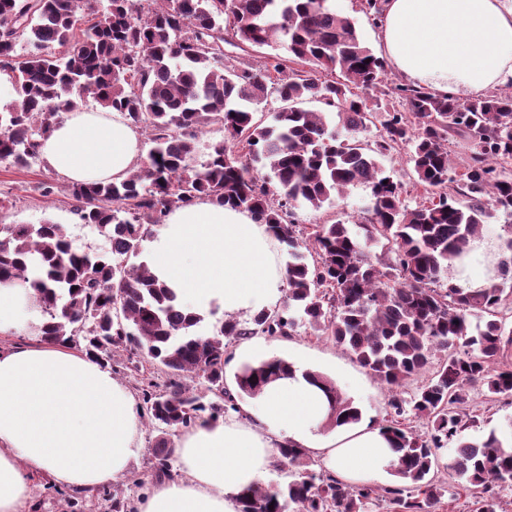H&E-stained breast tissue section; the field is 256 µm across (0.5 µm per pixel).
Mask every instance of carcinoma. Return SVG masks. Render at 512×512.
<instances>
[{
	"label": "carcinoma",
	"mask_w": 512,
	"mask_h": 512,
	"mask_svg": "<svg viewBox=\"0 0 512 512\" xmlns=\"http://www.w3.org/2000/svg\"><path fill=\"white\" fill-rule=\"evenodd\" d=\"M277 39L308 69L224 63L226 43L263 47ZM56 45L66 53L56 56ZM385 73L386 61L327 0H104L96 10L89 0H0V80L14 94L0 109V162L38 159L77 95L121 113L151 144L124 180L72 184L74 214L111 246L79 250L62 224H0V278L31 280L43 339L81 345L102 363L121 351L164 368V383L141 387L142 416L155 433L153 480L173 475V433L217 424L236 409L226 381L229 344L290 336L302 325L343 346L383 383L398 417L405 408L395 391L439 356L411 399L428 430L381 425L399 453L397 483L384 487L346 483L316 469L302 449L281 446L276 466L288 468V481L243 491L240 512H366L375 500L389 512H435L446 487L433 473L447 447L446 469L471 512H503L512 431L493 429L479 442L464 431L476 424L471 390L512 396V325L502 316L512 296L505 288L512 283V91L459 102L401 83V107L378 98L370 106L357 89H377ZM271 96L280 105L269 123L256 122L255 106ZM305 102L335 109L338 124ZM216 123L224 142L198 168L200 136ZM370 124L378 135L368 144L359 134ZM456 138L469 149L460 174L448 151ZM404 143L415 183L429 194L413 209L380 163ZM357 183L371 189L365 220L297 230L295 206L319 210ZM197 199L248 211L290 246L282 310L259 311L246 325L230 317L200 335L203 317L186 312L173 289L135 262L148 226ZM492 209L507 220L493 275L464 288L448 279V267L470 253ZM380 244L385 261L372 255ZM289 368L281 358L246 363L234 382L257 397ZM311 378L326 395L327 426L360 420L332 379Z\"/></svg>",
	"instance_id": "1"
}]
</instances>
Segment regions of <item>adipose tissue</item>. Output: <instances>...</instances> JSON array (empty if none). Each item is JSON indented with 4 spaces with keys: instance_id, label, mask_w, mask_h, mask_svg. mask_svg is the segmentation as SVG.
Masks as SVG:
<instances>
[{
    "instance_id": "obj_1",
    "label": "adipose tissue",
    "mask_w": 512,
    "mask_h": 512,
    "mask_svg": "<svg viewBox=\"0 0 512 512\" xmlns=\"http://www.w3.org/2000/svg\"><path fill=\"white\" fill-rule=\"evenodd\" d=\"M379 39L403 81L466 101L512 85V0H385ZM135 129L117 112H69L42 142L53 171L75 183L124 179L140 156ZM149 266L189 311L270 308L285 271L268 225L243 210L197 200L171 212L149 241ZM30 281H0V335L23 329ZM328 411L303 366L223 423L175 438L180 468L154 483L138 512H238L237 496L261 483L278 445L320 458L348 482L375 480L396 455L368 419L320 434ZM142 415L129 388L81 351L44 342L0 350V512H22L32 480L93 492L125 477L142 450Z\"/></svg>"
}]
</instances>
